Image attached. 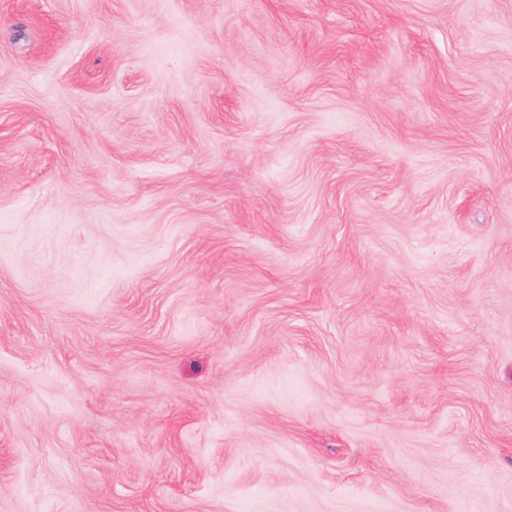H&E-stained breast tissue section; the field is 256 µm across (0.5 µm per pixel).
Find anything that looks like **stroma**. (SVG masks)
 <instances>
[{
    "label": "stroma",
    "instance_id": "35a3bbf8",
    "mask_svg": "<svg viewBox=\"0 0 512 512\" xmlns=\"http://www.w3.org/2000/svg\"><path fill=\"white\" fill-rule=\"evenodd\" d=\"M0 512H512V0H0Z\"/></svg>",
    "mask_w": 512,
    "mask_h": 512
}]
</instances>
